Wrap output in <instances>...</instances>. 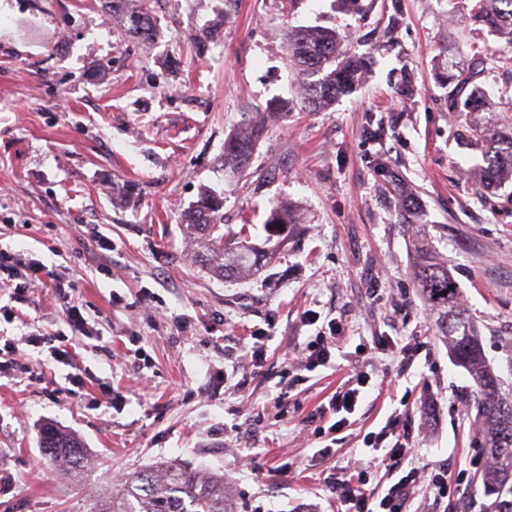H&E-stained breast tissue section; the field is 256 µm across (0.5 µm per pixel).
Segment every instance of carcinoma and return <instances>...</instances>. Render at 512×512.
Listing matches in <instances>:
<instances>
[{"label":"carcinoma","mask_w":512,"mask_h":512,"mask_svg":"<svg viewBox=\"0 0 512 512\" xmlns=\"http://www.w3.org/2000/svg\"><path fill=\"white\" fill-rule=\"evenodd\" d=\"M137 0H112V15L121 19L126 32L138 40L150 42L155 29L150 20L134 10ZM470 14L475 23L502 39L512 49V0H470ZM467 67L455 77L454 93L448 96V110L461 114L487 111L482 91L475 81L487 64L512 68V57H489L479 46ZM288 61L294 69L301 102L313 111L327 108L336 98L349 92L362 72L361 58L344 50L334 29L296 28L288 32ZM266 118L231 134L224 141V173L235 177L249 165L257 141L264 131ZM471 137L485 143L486 166L481 168L483 187L512 183V131L502 130L492 119L470 125ZM416 200L404 196L398 205L400 223H418ZM224 198L204 194L195 206L183 214L186 231L202 239L204 258L209 270L222 278H236L257 273L271 259L244 238L249 232L243 225L236 242L224 241ZM299 223L296 211L287 204L273 207L265 223L267 232L276 226ZM414 276L430 306L437 311L440 333L448 341L455 358L476 384L473 407L481 422L487 467L482 485L491 498L486 512H512V398L502 393L501 380L487 366L478 329L462 317L457 289L448 266L417 238L414 243ZM40 448L50 462H65L71 468L81 466L84 445L70 432L53 425L42 428ZM85 512H234L232 497L224 474L202 475L182 465H161L151 470L135 471L127 476L121 490L105 493L89 503Z\"/></svg>","instance_id":"1"}]
</instances>
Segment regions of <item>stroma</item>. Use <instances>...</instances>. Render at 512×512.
Wrapping results in <instances>:
<instances>
[{"mask_svg": "<svg viewBox=\"0 0 512 512\" xmlns=\"http://www.w3.org/2000/svg\"><path fill=\"white\" fill-rule=\"evenodd\" d=\"M467 0H140L156 35L124 34L104 0H0V248L32 253L73 281L93 336L70 327L54 289L0 288V348L61 336L75 359L31 352L0 375V512H82L113 479L163 463L223 473L236 512H340L332 476L364 469L365 439L393 422L421 482L408 512H431V471L461 475L443 512H483L486 465L473 382L439 336L413 275L398 198L447 263L487 364L512 384V187L482 190L481 149L449 112L440 55L469 64ZM336 29L365 75L328 110L306 109L288 61L289 29ZM279 108L239 183L224 141ZM207 190L224 231L252 225L275 250L259 274L203 267L181 216ZM285 202L298 227L267 238ZM112 242L103 250L99 237ZM335 364L303 352L329 321ZM268 339L261 368L252 335ZM379 336L419 346L407 370ZM368 393L338 425L321 414L352 374ZM51 423L85 445L83 469L50 465Z\"/></svg>", "mask_w": 512, "mask_h": 512, "instance_id": "obj_1", "label": "stroma"}]
</instances>
